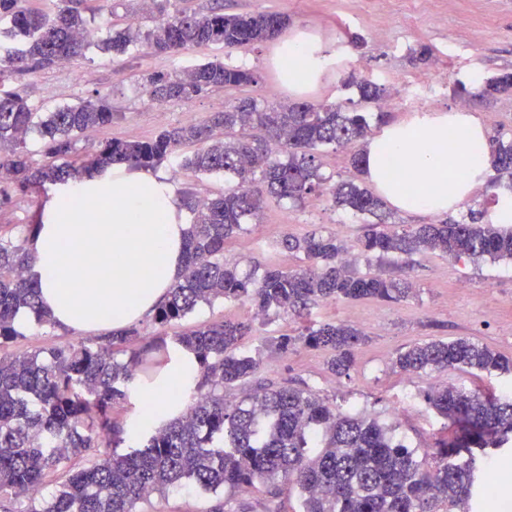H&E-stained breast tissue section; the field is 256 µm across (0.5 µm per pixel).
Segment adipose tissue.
Instances as JSON below:
<instances>
[{"instance_id":"ef3b65f1","label":"adipose tissue","mask_w":512,"mask_h":512,"mask_svg":"<svg viewBox=\"0 0 512 512\" xmlns=\"http://www.w3.org/2000/svg\"><path fill=\"white\" fill-rule=\"evenodd\" d=\"M271 62L282 84L301 94L326 79L335 56L301 28L279 39ZM367 180L394 207L443 214L481 185L490 167L486 131L473 113L455 109L386 126L365 148ZM184 210L171 186L155 175L107 166L59 186L29 240L30 275L40 302L77 332L119 329L152 314L184 268ZM195 355L169 349L152 388L134 385L139 405L129 435L139 438L183 406L170 392L191 394Z\"/></svg>"}]
</instances>
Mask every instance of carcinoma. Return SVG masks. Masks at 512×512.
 Returning a JSON list of instances; mask_svg holds the SVG:
<instances>
[{"label": "carcinoma", "instance_id": "cac0c4a2", "mask_svg": "<svg viewBox=\"0 0 512 512\" xmlns=\"http://www.w3.org/2000/svg\"><path fill=\"white\" fill-rule=\"evenodd\" d=\"M24 2L0 0V37L7 40L0 44V167L7 171L0 178L1 207L12 203L18 191L55 188L94 168H152L186 145L197 149L182 157L180 166L236 181L216 198H184L193 215L185 270L157 306L155 323L167 325L218 299L250 301L255 319L263 323L281 313L300 317L323 300L408 298L410 282L351 272L345 244L316 231L281 242L308 260L300 269L270 264L243 273L224 263L225 242L244 232L267 201L297 202L321 187L336 208L363 218L360 250L368 260L438 252L477 264L512 262V227L492 223L486 208L470 211L467 221L388 231L385 204L368 188L353 181L325 186L316 164L322 148H345L353 167L363 168L364 144L372 135L363 107L379 104L388 94L373 80L356 83V108L339 102L261 106L242 100L212 113L203 124L165 129L147 142H108L78 161V136L117 117L110 95L98 92L47 111L3 89V82L14 71L36 73L83 54L90 43L80 34L104 16L105 0H62L64 5L51 15ZM156 10L152 28L130 25L96 47L116 55L144 44L159 52L212 44L230 51L271 41L288 23L277 13L228 14L219 5L205 13L169 15L162 4ZM254 81L248 70L208 61L155 74L148 86L156 100L190 102L211 88ZM509 94L512 72L484 81V98ZM32 133L43 140L49 158L41 165L27 148ZM491 167L500 194H512V140L493 142ZM26 228L22 238L0 237V350L20 336L16 318L22 310L41 325L55 323L27 277L34 262L27 242L36 225ZM252 332L250 324L224 321L175 337L174 344L198 359L193 402L125 454L118 453L125 427L112 417V405L129 398L128 385L135 380L153 381L149 353L162 354L156 362L162 366L169 356L166 339L137 347L141 332L130 327L47 353H0V494L28 497L27 512H137V503L150 496L192 484L207 493L228 494L214 510L226 512L234 497L258 484L281 481L298 489V512H470L477 491L494 475L499 450L512 446V397L507 393L453 385L425 392V404L453 424L454 432L421 454L378 417L342 411L307 386L259 383L250 397L230 402L224 388L253 379L263 364L261 350H239ZM366 339L352 324L327 322L306 326L295 336L281 335L276 348L286 353L301 343L329 349V369L342 377ZM392 367L408 377L450 368L512 375V358L466 337L432 339L398 351ZM90 448L100 449L97 459L78 465ZM59 471L70 475L55 494H34Z\"/></svg>", "mask_w": 512, "mask_h": 512}]
</instances>
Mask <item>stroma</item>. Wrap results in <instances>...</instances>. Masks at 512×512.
Here are the masks:
<instances>
[{"mask_svg":"<svg viewBox=\"0 0 512 512\" xmlns=\"http://www.w3.org/2000/svg\"><path fill=\"white\" fill-rule=\"evenodd\" d=\"M224 10L285 15L289 27L316 33L340 55L334 75L306 93L307 101L353 99L357 92L344 86V79L374 80L388 89L378 109L394 123L410 117L407 102L412 90L408 82L420 78L430 85L424 111L464 107L480 118L488 137L512 138V97L481 102L473 84L474 79L512 71V0H224ZM424 46L431 48L433 63L413 62L412 52ZM273 47L268 41L229 54L219 45L169 54L143 45L119 57L92 49L86 56L34 74L17 72L5 87L50 108L74 104L98 92L111 94L118 117L112 124L80 135L77 149L83 155L112 140L148 141L163 129L200 123L210 113L223 111L243 98L265 105L294 101V94L280 85L271 64ZM224 58L252 71L257 83L214 88L189 103H154L144 91L152 74ZM153 173L166 179L180 197L212 198L224 191L222 177L200 175L170 161L154 168ZM41 201L36 193L15 194L10 205L0 208V234L23 235ZM314 230L342 239L357 258L355 270L368 272L366 260L358 256L363 235L360 220L337 210L319 191L296 203L267 202L245 232L225 243L224 260L245 269L269 263L294 269L300 264L299 258L279 249L278 241ZM377 270L396 278L408 275L416 285V294L399 303L320 301L307 311L308 323L344 321L367 334L366 343L356 351V364L349 376L339 378L329 370L328 350L299 345L285 354L277 351L279 336L299 331L296 320L287 314L257 327L244 339L242 348L247 352L262 349L263 365L257 375L262 383L308 385L330 404L376 415L394 425L397 434L412 446L430 448L452 429L424 404V391L452 384L496 392L505 380L462 369L407 377L393 371L391 361L403 347L431 338L462 336L512 356V263L486 261L476 265L422 253L397 263H383ZM254 314L249 301L218 300L201 305L165 329H158L150 318L140 321L138 327L148 334L161 330L171 338L214 322H248ZM19 332L8 352H47L78 338L64 326L35 322L20 327ZM215 503V495L185 485L139 502L137 512H212Z\"/></svg>","mask_w":512,"mask_h":512,"instance_id":"1","label":"stroma"}]
</instances>
